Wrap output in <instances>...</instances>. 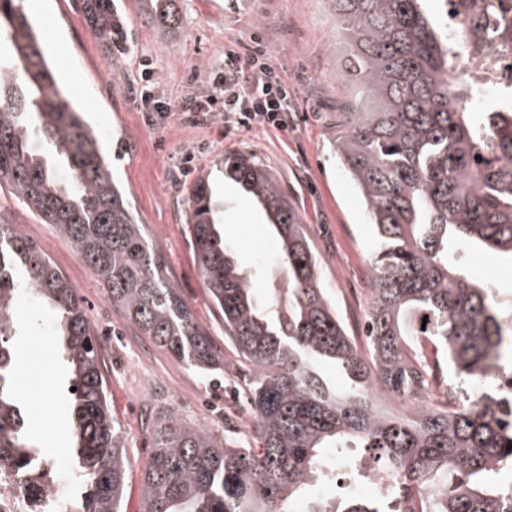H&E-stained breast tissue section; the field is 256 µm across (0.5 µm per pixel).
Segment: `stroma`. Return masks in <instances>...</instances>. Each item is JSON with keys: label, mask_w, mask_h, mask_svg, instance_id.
Returning <instances> with one entry per match:
<instances>
[{"label": "stroma", "mask_w": 512, "mask_h": 512, "mask_svg": "<svg viewBox=\"0 0 512 512\" xmlns=\"http://www.w3.org/2000/svg\"><path fill=\"white\" fill-rule=\"evenodd\" d=\"M182 28L170 40L145 25L136 0H115L123 18L119 47L107 50L88 26L77 0H25L39 39L58 68L66 96L97 132L117 182L131 195L139 221L163 254L169 278L211 339L219 364L237 354L224 338V320L211 303L187 232L182 190L213 171L227 153H244L271 167L298 210L323 271L324 285L354 336L364 334L373 297V231L353 182L333 145L342 37L330 0H177ZM262 34L269 55L292 94L288 127L225 130L223 114L192 124L180 106L188 96L205 101L212 76L224 64L228 40ZM165 114L143 109L141 71ZM224 236L241 265L267 275L278 259L264 213L223 188ZM0 217L36 243L77 289L101 343L102 372L112 414L129 459L126 512H137L141 475L149 457V423L175 408L196 426L247 444L252 418L238 396V379L223 384L156 346L113 306L94 271L54 225L40 223L9 189L0 190ZM456 259L475 280L512 294V264L499 254L458 247ZM17 388L31 414L30 432L49 457L67 459L71 441L66 369L57 357L51 319L32 300L15 311Z\"/></svg>", "instance_id": "obj_1"}]
</instances>
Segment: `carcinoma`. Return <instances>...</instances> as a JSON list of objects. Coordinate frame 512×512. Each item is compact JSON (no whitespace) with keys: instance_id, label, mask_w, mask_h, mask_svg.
Masks as SVG:
<instances>
[{"instance_id":"carcinoma-1","label":"carcinoma","mask_w":512,"mask_h":512,"mask_svg":"<svg viewBox=\"0 0 512 512\" xmlns=\"http://www.w3.org/2000/svg\"><path fill=\"white\" fill-rule=\"evenodd\" d=\"M24 0H0V189L52 224L107 288L112 305L155 344L201 372L215 359L121 185L100 140L64 98ZM113 0H83L103 45L123 27ZM141 19L172 38L176 0H137ZM344 37L347 97L336 138L377 241L366 351L336 311L301 217L272 170L224 155L223 175L268 218L279 246L271 287L257 288L224 239L209 177L189 191L188 228L211 302L249 381L252 448H236L173 409L152 418L139 512H387L382 493L305 497L324 450L351 441L376 452L399 502L428 492L420 512H512V407L482 391L512 358V308L449 257L459 244L512 260V87L507 105L476 114L473 88L450 81L470 47L512 49V0H444L441 24L425 0H330ZM460 37L452 39L448 24ZM37 136L47 150L36 153ZM263 296H258V291ZM52 313L71 392L70 464L78 492L58 512H125L126 446L110 407L100 345L83 299L46 254L0 217V465L21 472L57 462L38 448L13 385L15 304ZM433 348V359L424 349ZM332 362L338 391L320 373ZM477 388L453 405L434 391Z\"/></svg>"}]
</instances>
